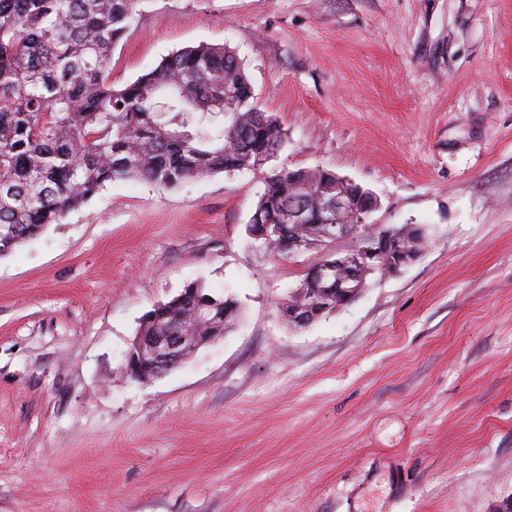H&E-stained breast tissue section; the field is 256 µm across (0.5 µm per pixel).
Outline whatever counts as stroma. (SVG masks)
Returning a JSON list of instances; mask_svg holds the SVG:
<instances>
[{"label": "stroma", "mask_w": 512, "mask_h": 512, "mask_svg": "<svg viewBox=\"0 0 512 512\" xmlns=\"http://www.w3.org/2000/svg\"><path fill=\"white\" fill-rule=\"evenodd\" d=\"M242 61L276 165L370 191L418 258L296 328L317 251L247 225L260 175L106 185L0 258V512H501L512 503V0H139L123 84ZM204 282L219 341L148 381L143 316Z\"/></svg>", "instance_id": "stroma-1"}]
</instances>
